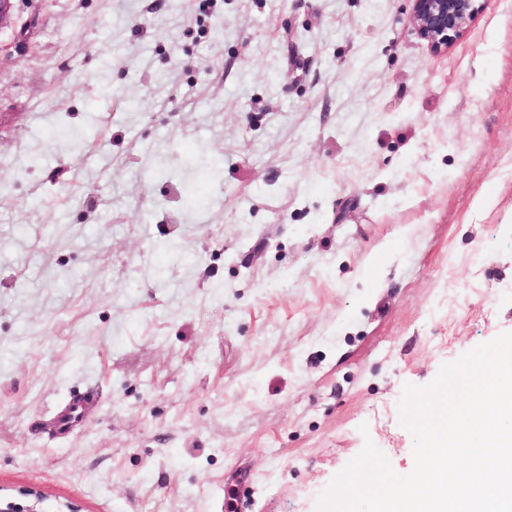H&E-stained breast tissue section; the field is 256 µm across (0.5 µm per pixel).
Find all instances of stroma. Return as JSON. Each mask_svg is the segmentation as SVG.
Returning a JSON list of instances; mask_svg holds the SVG:
<instances>
[{"mask_svg":"<svg viewBox=\"0 0 512 512\" xmlns=\"http://www.w3.org/2000/svg\"><path fill=\"white\" fill-rule=\"evenodd\" d=\"M481 5L437 56L412 0H15L0 495L317 512L368 438L412 472L405 384L512 332V0Z\"/></svg>","mask_w":512,"mask_h":512,"instance_id":"1","label":"stroma"}]
</instances>
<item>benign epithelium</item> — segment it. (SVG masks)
<instances>
[{
  "mask_svg": "<svg viewBox=\"0 0 512 512\" xmlns=\"http://www.w3.org/2000/svg\"><path fill=\"white\" fill-rule=\"evenodd\" d=\"M411 23L430 50L440 54L462 37L480 9V0H412ZM0 512H78L69 504L47 509L42 493L23 487L12 497H0Z\"/></svg>",
  "mask_w": 512,
  "mask_h": 512,
  "instance_id": "benign-epithelium-1",
  "label": "benign epithelium"
}]
</instances>
